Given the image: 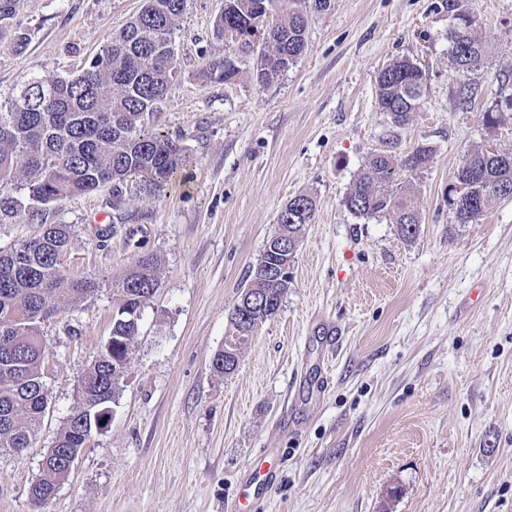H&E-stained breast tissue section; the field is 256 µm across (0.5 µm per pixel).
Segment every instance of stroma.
I'll return each mask as SVG.
<instances>
[{
	"label": "stroma",
	"instance_id": "obj_1",
	"mask_svg": "<svg viewBox=\"0 0 512 512\" xmlns=\"http://www.w3.org/2000/svg\"><path fill=\"white\" fill-rule=\"evenodd\" d=\"M443 0H334L309 21L306 53L277 82L209 80L224 0H188L178 76L148 129L180 137L191 163L164 192L105 189L0 224V247L44 224L72 225L66 264L121 277L160 256L159 287L112 402L47 512H227L260 458L279 465L249 487L259 512H512V199L457 223L448 186L474 146L512 152V0H468L486 47L467 77L451 63ZM142 0H24L0 36V102L33 76L77 75ZM407 57L426 72L421 105L395 125L376 76ZM470 102H463V94ZM495 123H487L486 114ZM433 148L396 180L420 215L403 237L343 199L369 158ZM316 212L280 310L211 367L227 316L276 217L293 197ZM118 212L109 238L95 217ZM100 292L44 329L51 393L26 456L0 452V512H30L28 488L67 416L77 380L107 340ZM400 495L386 500L388 486Z\"/></svg>",
	"mask_w": 512,
	"mask_h": 512
}]
</instances>
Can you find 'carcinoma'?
Returning a JSON list of instances; mask_svg holds the SVG:
<instances>
[{"label":"carcinoma","instance_id":"1","mask_svg":"<svg viewBox=\"0 0 512 512\" xmlns=\"http://www.w3.org/2000/svg\"><path fill=\"white\" fill-rule=\"evenodd\" d=\"M187 0H144L141 10L112 33L102 53L80 74L52 81L35 78L6 104L0 105V221L34 213L67 197L89 195L110 187L118 192L130 184L161 192L187 167L181 144L145 125L159 110L176 78L175 35ZM452 25L449 51L455 69L474 71L485 49L475 36L476 18L466 0H446ZM20 0H0V35L12 26ZM328 9V0H224L216 21L217 36L233 48V59L206 64L207 76L231 81L245 59L254 57L252 78L269 85L295 65L308 47L310 14ZM426 73L409 58L396 60L376 77L377 101L399 126L406 124L422 98ZM433 158L428 146L417 147L403 160L406 170L427 167ZM394 159L373 155L344 198L358 217H383L400 226L402 234H416L420 219L400 187L393 183ZM461 194L448 186V206L459 224H472L493 198L512 188V153H492L477 146L454 173ZM316 204L296 196L280 210L277 231L288 235V251L263 250L241 293L258 294L264 302L247 318L233 311L228 317L224 346L212 358L215 372L229 375L241 350L259 323L280 309L288 281L269 271L290 266ZM71 225L44 224L40 233L14 247L0 248V450L21 458L37 439L50 408L42 367L46 359L45 323L103 290L112 293V329L103 348L79 377L77 407L68 416L40 464L39 476L28 488L32 512H45L66 481L69 461L79 457L95 430L92 420L79 416L91 400L107 419L110 403L140 331L133 318L155 295L160 258L143 254L127 272L111 281L77 273L59 261L67 252Z\"/></svg>","mask_w":512,"mask_h":512}]
</instances>
